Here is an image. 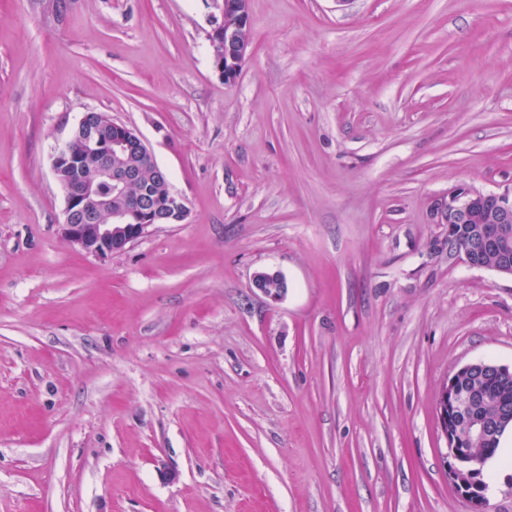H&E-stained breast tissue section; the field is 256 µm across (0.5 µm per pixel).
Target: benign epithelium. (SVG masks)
Segmentation results:
<instances>
[{"instance_id": "benign-epithelium-1", "label": "benign epithelium", "mask_w": 512, "mask_h": 512, "mask_svg": "<svg viewBox=\"0 0 512 512\" xmlns=\"http://www.w3.org/2000/svg\"><path fill=\"white\" fill-rule=\"evenodd\" d=\"M214 10L208 34L215 71L226 82H233L241 72L249 53L251 17L249 0H210ZM88 128L85 150L98 159L96 167L85 171L81 157L72 155L71 140L58 145L52 156V170L65 193L64 220L60 225L62 238L82 251L105 255L120 252L160 224H182L189 215L185 200L167 190L164 197L139 189L133 158L152 165L156 177L167 183L169 176L156 163L139 133L98 112H86L75 131ZM432 210L435 223L448 225V262L465 263L481 268L482 253L494 251L499 262L493 271L512 276V190L484 193L459 186L438 198ZM109 215V223L100 222V215ZM468 245H460L462 238ZM252 284L273 302L288 292V281L278 270L255 273ZM480 367L496 375L507 376L512 369L506 365L484 361L459 367L448 379L439 396L436 414L448 442L451 464L448 482L463 490L465 498L485 499L484 487L476 481L481 458L469 453V445L481 441L496 427V422L470 411L479 396L457 386L458 379L473 374Z\"/></svg>"}]
</instances>
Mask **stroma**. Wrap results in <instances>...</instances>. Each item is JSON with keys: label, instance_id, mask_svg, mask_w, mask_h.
<instances>
[{"label": "stroma", "instance_id": "1", "mask_svg": "<svg viewBox=\"0 0 512 512\" xmlns=\"http://www.w3.org/2000/svg\"><path fill=\"white\" fill-rule=\"evenodd\" d=\"M250 13L227 83L208 0H0V512H512V467L454 491L435 413L512 367V277L449 264L431 211L512 189V0ZM90 111L185 223L63 240L51 156ZM252 284L265 297L273 302L282 299L288 292V281L278 270H267L255 273Z\"/></svg>", "mask_w": 512, "mask_h": 512}]
</instances>
